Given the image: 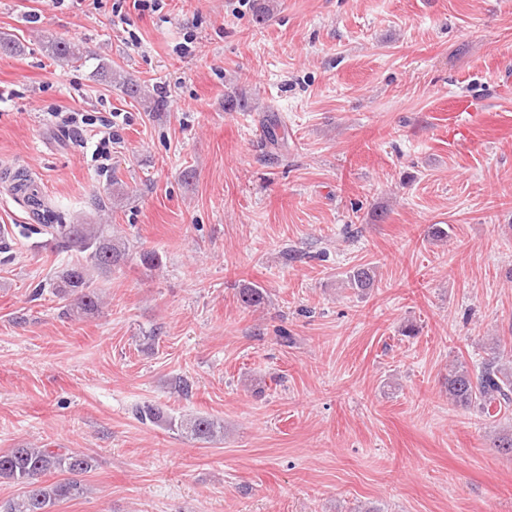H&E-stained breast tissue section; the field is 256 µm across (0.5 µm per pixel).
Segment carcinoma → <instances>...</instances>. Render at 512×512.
<instances>
[{
	"instance_id": "cac0c4a2",
	"label": "carcinoma",
	"mask_w": 512,
	"mask_h": 512,
	"mask_svg": "<svg viewBox=\"0 0 512 512\" xmlns=\"http://www.w3.org/2000/svg\"><path fill=\"white\" fill-rule=\"evenodd\" d=\"M51 50L73 64L86 61L83 51L66 41L53 42ZM27 202L42 230L51 236L56 251L77 254L76 262L54 276L52 293L68 302L70 311L78 316L99 313L101 301L95 281L126 261L125 243L112 235L110 224H68L61 211L35 196L27 197ZM346 282L353 289L366 291L374 286L375 270L367 265L356 266L346 273ZM265 298L264 289L256 285L239 291L240 301L247 306H259ZM448 400L457 407L476 409L486 415L492 409L500 410L511 405L512 367H504L497 355L485 359L473 370L462 361L451 364L448 367ZM136 415L143 422L176 430L196 442L211 443L224 438V424L208 416H167L149 403L138 407ZM92 468V457L61 448L20 445L0 452V480L20 487L18 496L0 502V512H52L56 503L84 494L85 487L79 476ZM53 473L62 474L64 478L45 483L43 478Z\"/></svg>"
}]
</instances>
